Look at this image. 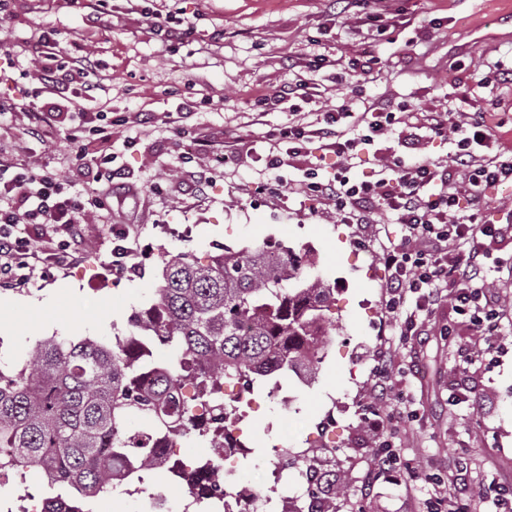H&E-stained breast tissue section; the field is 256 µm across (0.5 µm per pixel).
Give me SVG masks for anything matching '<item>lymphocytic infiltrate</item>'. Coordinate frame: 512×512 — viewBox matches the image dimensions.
<instances>
[{"mask_svg": "<svg viewBox=\"0 0 512 512\" xmlns=\"http://www.w3.org/2000/svg\"><path fill=\"white\" fill-rule=\"evenodd\" d=\"M57 44L55 32L50 31L33 47L34 55L44 60L45 80L56 88L81 85L85 100H94L97 86L86 80L90 59L73 57L69 68L56 74L49 61ZM299 91V85L292 84L270 95L272 105L290 107L287 123L272 138L288 142L289 153L298 155L307 152L317 137L323 150L336 156L341 171L322 176L317 169H308L299 189L332 203L343 223L370 224L382 211L394 216L398 240L385 247L382 262L389 271L385 307L395 314L400 335H414L420 318L432 317L447 300L458 324L474 336L473 352L483 356L496 352L506 312L486 299L484 245L501 232L487 212L493 191L512 185V155L495 148L492 113H472L464 125L455 123L448 111L422 113L426 128L456 137L452 166L424 155L409 162L394 157L384 161L377 180L354 181L347 172L355 159L375 139L403 124L404 116L369 102L358 112L341 104L311 121L290 106ZM111 209V189L70 194L50 175L17 165L10 179H0V276L16 275L38 257L31 239L17 234L19 225L54 226L60 240L47 261L56 265L66 260L70 240L85 215ZM445 502L447 512H512V489L500 487L475 498L463 479L449 488Z\"/></svg>", "mask_w": 512, "mask_h": 512, "instance_id": "lymphocytic-infiltrate-1", "label": "lymphocytic infiltrate"}]
</instances>
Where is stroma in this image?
I'll return each instance as SVG.
<instances>
[{
	"label": "stroma",
	"instance_id": "1",
	"mask_svg": "<svg viewBox=\"0 0 512 512\" xmlns=\"http://www.w3.org/2000/svg\"><path fill=\"white\" fill-rule=\"evenodd\" d=\"M140 0H111L96 27L65 0H0L7 21L0 43L18 63L0 80V98L50 108V134L37 141L24 135L26 113L0 119V158L27 161L74 189L111 188V212H90L71 244L72 261L28 282L0 279V356L17 358L42 336L106 339L124 332L133 311L153 296L163 256L179 253L207 261L218 248L239 249L264 240L313 250L318 275L336 285L328 327V355L314 378L283 379L274 393L245 394L247 416L240 439L249 455L236 465L238 482L264 483L275 446L309 450L302 465L313 476V495L296 480L275 494L284 512H308L317 497L321 512H425L432 485L423 473L457 477L466 462L479 483L512 485V325L503 326L494 363L464 361L466 335L443 329L455 313L442 301L420 335L399 336L384 306L388 272L379 256L388 244L391 214L371 224H345L326 201L297 189L305 170L321 154L320 141L307 156L267 168L268 133L286 113L260 106L264 95L288 83H306L301 111L320 112L339 103L352 109L376 99L418 114L450 110L458 115L484 107L496 112L497 147L512 151V82L489 90L480 79L512 71V11L502 0H359L336 13L333 0H157L172 23L193 22L191 33L170 37L153 30ZM367 25H357V17ZM47 30L63 47L56 61H68L72 42L82 44L94 67L88 75L108 106L95 116L111 134H85L88 157L111 156L119 173L114 184L96 168L77 166L69 135L80 117L70 99L53 94L36 78L30 49ZM321 56V67L311 66ZM352 68L349 82H337L340 68ZM192 102L191 111L182 103ZM190 130L229 157L199 186L196 176L210 164L201 151L183 162L177 129ZM454 140L419 130L416 148L398 133L368 146L349 172L356 180L376 179L377 156L425 154L448 165ZM130 227L132 266L112 270L117 240L113 225ZM512 258V237L490 244L488 295L512 314V280L497 272ZM395 362L394 396L418 409L417 419L396 418L389 438L413 473L377 470L376 434L367 425L374 410L375 371L381 356ZM476 398L452 404L458 383Z\"/></svg>",
	"mask_w": 512,
	"mask_h": 512
}]
</instances>
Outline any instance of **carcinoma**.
Returning <instances> with one entry per match:
<instances>
[{
    "mask_svg": "<svg viewBox=\"0 0 512 512\" xmlns=\"http://www.w3.org/2000/svg\"><path fill=\"white\" fill-rule=\"evenodd\" d=\"M304 248L262 243L202 264L161 261L154 298L122 335L44 336L25 356L0 358V478L32 464L46 480L42 512H62L118 482L129 459L154 469L158 438H198L227 448L247 391L272 376L314 374L327 356L336 285L312 273ZM208 387L210 416L194 418L186 391ZM137 418L146 428L132 431ZM216 459L174 472L208 494Z\"/></svg>",
    "mask_w": 512,
    "mask_h": 512,
    "instance_id": "obj_1",
    "label": "carcinoma"
}]
</instances>
